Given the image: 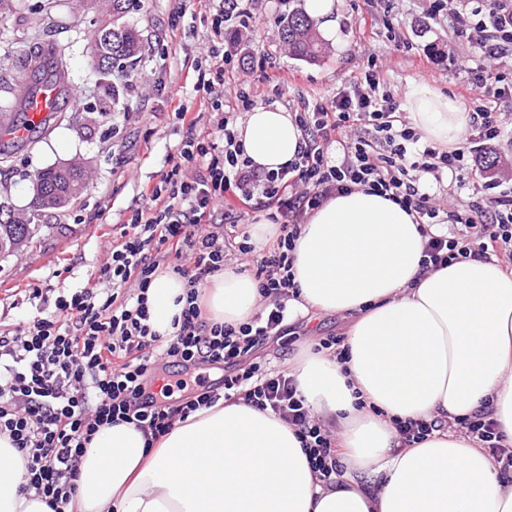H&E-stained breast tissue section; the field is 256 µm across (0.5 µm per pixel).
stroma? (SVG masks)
<instances>
[{
    "mask_svg": "<svg viewBox=\"0 0 512 512\" xmlns=\"http://www.w3.org/2000/svg\"><path fill=\"white\" fill-rule=\"evenodd\" d=\"M432 0H335L337 32L316 63L289 58L279 20L302 9L304 0H251L258 37L267 56V74L285 72L287 85H258L257 104L292 107L304 95H332L366 70L358 45L361 17L375 20L369 44L381 69L380 88L398 106L408 92L426 85L461 101L467 110L477 105L472 92L471 60L475 50L467 43L449 40L450 24L463 9V0H443V18L429 17ZM130 10L126 24L144 37L143 61L132 81L119 73L104 76L90 67L88 35L103 10L87 0H13L0 25L25 33V40L0 39V77L19 68L27 54L49 40L70 43L67 62L68 89L73 97L61 118L37 142L15 150L0 166V184L8 188V201L17 209L31 204L33 179L50 165L82 160L91 170L87 189L73 204L58 212V225L43 229L37 248L0 261V324L49 311V304L29 296L34 282L43 287H80L88 271L119 235L132 208L143 203L144 183H158L169 168L168 155L188 134L174 115L169 100L154 89L156 80L174 81L184 103L199 111L200 95L194 90L193 65L207 44L210 31L205 0H143ZM401 21L392 31V18ZM404 36L405 49H397L396 36ZM87 216L84 224L73 215ZM347 322L336 314H311L306 325L292 329L284 344L271 343L261 350L272 365L287 364L308 345L329 335H344Z\"/></svg>",
    "mask_w": 512,
    "mask_h": 512,
    "instance_id": "1",
    "label": "stroma"
}]
</instances>
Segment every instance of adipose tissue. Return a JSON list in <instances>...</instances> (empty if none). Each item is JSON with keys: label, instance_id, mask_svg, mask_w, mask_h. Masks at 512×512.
Returning a JSON list of instances; mask_svg holds the SVG:
<instances>
[{"label": "adipose tissue", "instance_id": "adipose-tissue-1", "mask_svg": "<svg viewBox=\"0 0 512 512\" xmlns=\"http://www.w3.org/2000/svg\"><path fill=\"white\" fill-rule=\"evenodd\" d=\"M408 116L424 139L458 145L463 103L414 88ZM254 165L278 170L302 138L281 107L258 106L236 127ZM414 213L363 190L330 198L301 226L294 251L298 311L350 314L343 359L306 352L289 365L312 414L336 421L343 472L317 482L295 430L271 412L219 403L177 422L157 447L140 430L100 427L80 464L79 512H512V473L458 432L402 447L393 420L448 421L488 411L512 446V272L470 258L423 270ZM188 285L160 269L149 324L171 336ZM201 290L210 321L259 310L255 280L236 267ZM24 461L0 436V512H50L22 492Z\"/></svg>", "mask_w": 512, "mask_h": 512}]
</instances>
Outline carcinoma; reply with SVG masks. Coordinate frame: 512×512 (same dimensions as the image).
Segmentation results:
<instances>
[{
	"label": "carcinoma",
	"instance_id": "1",
	"mask_svg": "<svg viewBox=\"0 0 512 512\" xmlns=\"http://www.w3.org/2000/svg\"><path fill=\"white\" fill-rule=\"evenodd\" d=\"M129 11V0H108V12L112 21L92 31L91 66L94 70L106 74L113 68L123 72L136 70L142 60L143 38L133 26L126 25L121 19ZM281 38L288 48V54L294 58L315 62L323 57L325 46L314 22L303 12H292L281 18ZM70 46L59 41H50L25 61L17 81H25L32 89H37L48 76L55 79L61 91H66L67 57ZM47 193L53 195L49 207L62 208L74 197L72 186L80 180L88 179V172L80 165L50 166L35 174ZM33 213L19 216L0 202V239L7 240L12 234L24 239V246L31 249L40 241L39 233L43 225L35 222L37 212L42 210L38 201H33Z\"/></svg>",
	"mask_w": 512,
	"mask_h": 512
}]
</instances>
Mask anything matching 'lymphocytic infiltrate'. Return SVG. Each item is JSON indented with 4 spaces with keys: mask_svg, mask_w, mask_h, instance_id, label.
<instances>
[{
    "mask_svg": "<svg viewBox=\"0 0 512 512\" xmlns=\"http://www.w3.org/2000/svg\"><path fill=\"white\" fill-rule=\"evenodd\" d=\"M210 44L196 62L194 87L204 109L180 104L176 117L189 127L209 121L206 135L187 136L158 184L143 190L147 206L134 208L106 260L83 287L60 293L52 311L0 329V435L22 453L21 488L35 491L50 512H73L79 464L98 427L135 424L148 442L167 435L175 421L221 400L245 401L272 412L297 431L311 468L323 484L340 472L334 435L316 421L287 369L267 367L257 352L284 337L297 299L294 255L308 215L328 199L361 188L415 212L425 237L424 268L473 257L512 260V191L488 202L449 203L445 178H481L456 147H411L420 136L389 96L380 94L375 57L360 78L327 98L300 99L295 121L302 132L297 154L276 171L247 155L234 127L252 110L253 82L239 78V62L222 48L225 26L254 36L256 21L240 0H208ZM469 19L451 28L453 39L481 52L474 86L484 102L470 115L468 138L498 143L511 131L493 114L512 98V0H468ZM239 202L225 211L227 197ZM264 213L279 234L264 248L242 240L240 221ZM452 233H445V226ZM234 247L254 272L263 306L239 326L208 321L198 303L204 278L224 269ZM188 284L177 330L161 337L148 325L146 293L161 265ZM190 366L222 365V387L193 391L189 378L158 372L159 360ZM186 398L172 401L174 390ZM464 434L489 449L503 472L512 471V448L501 442L487 412L456 419Z\"/></svg>",
    "mask_w": 512,
    "mask_h": 512,
    "instance_id": "lymphocytic-infiltrate-1",
    "label": "lymphocytic infiltrate"
}]
</instances>
